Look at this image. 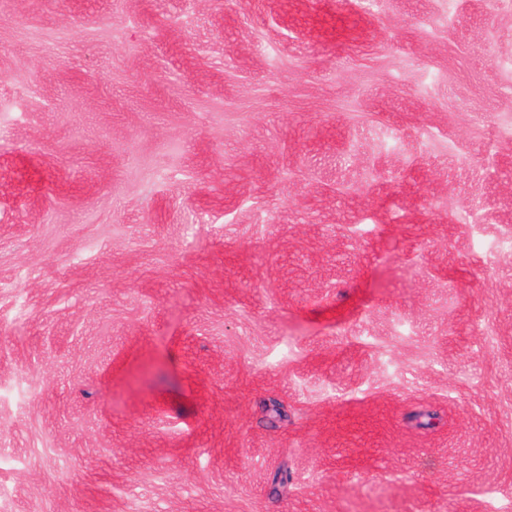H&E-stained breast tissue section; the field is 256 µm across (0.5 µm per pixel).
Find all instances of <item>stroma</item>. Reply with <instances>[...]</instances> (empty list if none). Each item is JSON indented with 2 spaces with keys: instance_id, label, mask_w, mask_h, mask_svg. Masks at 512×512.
<instances>
[{
  "instance_id": "1",
  "label": "stroma",
  "mask_w": 512,
  "mask_h": 512,
  "mask_svg": "<svg viewBox=\"0 0 512 512\" xmlns=\"http://www.w3.org/2000/svg\"><path fill=\"white\" fill-rule=\"evenodd\" d=\"M512 0H0V512H512Z\"/></svg>"
}]
</instances>
